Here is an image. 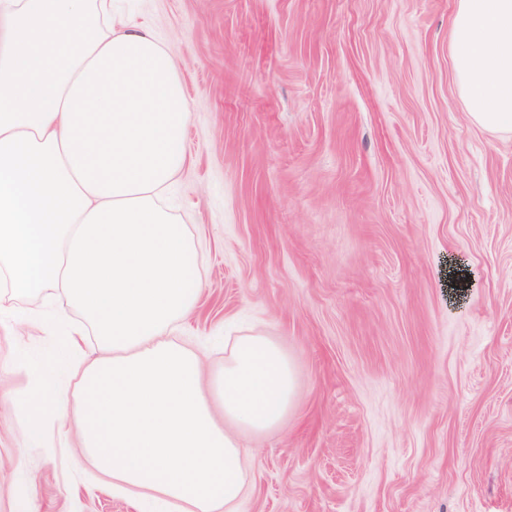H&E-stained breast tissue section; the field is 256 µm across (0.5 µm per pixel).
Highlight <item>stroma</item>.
Returning <instances> with one entry per match:
<instances>
[{"mask_svg": "<svg viewBox=\"0 0 512 512\" xmlns=\"http://www.w3.org/2000/svg\"><path fill=\"white\" fill-rule=\"evenodd\" d=\"M173 57L187 161L168 201L204 285L173 337L205 372L263 328L296 366L281 429L243 437L240 512H512V134L472 123L456 0H113ZM0 512H144L76 453L55 299H0ZM68 396L25 447L14 397Z\"/></svg>", "mask_w": 512, "mask_h": 512, "instance_id": "stroma-1", "label": "stroma"}]
</instances>
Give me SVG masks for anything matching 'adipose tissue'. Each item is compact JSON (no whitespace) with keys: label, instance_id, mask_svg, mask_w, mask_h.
<instances>
[{"label":"adipose tissue","instance_id":"obj_1","mask_svg":"<svg viewBox=\"0 0 512 512\" xmlns=\"http://www.w3.org/2000/svg\"><path fill=\"white\" fill-rule=\"evenodd\" d=\"M449 52L473 123L512 132V0H458ZM187 121L172 57L112 0H0V293L49 290L79 311L66 347L98 336L101 356L72 367L79 443L100 473L189 512H239L238 435L282 425L295 372L260 332L208 376L170 337L203 288L194 238L161 204ZM15 407L30 448L67 412L46 375Z\"/></svg>","mask_w":512,"mask_h":512}]
</instances>
